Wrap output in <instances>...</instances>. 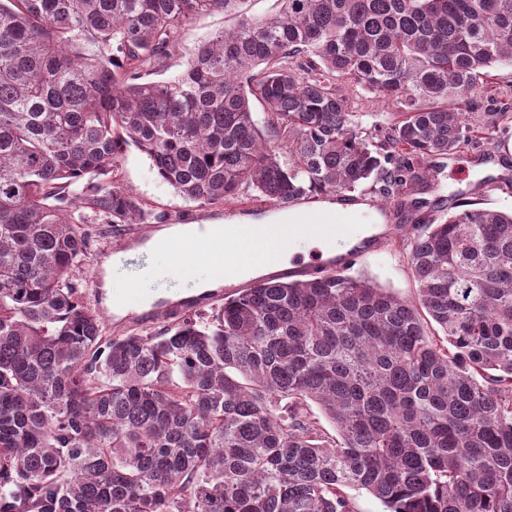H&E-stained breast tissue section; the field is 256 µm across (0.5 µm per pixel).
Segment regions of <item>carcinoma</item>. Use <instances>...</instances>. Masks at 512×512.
Instances as JSON below:
<instances>
[{
    "instance_id": "cac0c4a2",
    "label": "carcinoma",
    "mask_w": 512,
    "mask_h": 512,
    "mask_svg": "<svg viewBox=\"0 0 512 512\" xmlns=\"http://www.w3.org/2000/svg\"><path fill=\"white\" fill-rule=\"evenodd\" d=\"M247 2L0 0V512H512V213L412 225L414 301L258 276L149 336L85 305L88 217L168 223L112 179L130 144L200 206L372 182L419 210L432 160L512 126L465 110L512 0ZM200 11L236 24L150 79ZM340 81L398 105L382 138Z\"/></svg>"
}]
</instances>
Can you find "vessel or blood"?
<instances>
[{"instance_id": "b4317fda", "label": "vessel or blood", "mask_w": 512, "mask_h": 512, "mask_svg": "<svg viewBox=\"0 0 512 512\" xmlns=\"http://www.w3.org/2000/svg\"><path fill=\"white\" fill-rule=\"evenodd\" d=\"M353 225L345 214H337L334 221L320 224H271L264 234H256L250 224H226L200 227L198 232L178 238H150L148 272L132 276L127 266H119L113 273L110 295L113 300L130 308L150 304L152 311L163 312L167 301L163 290L173 286L191 288L202 279L237 280L243 270L253 263L252 243H260L269 259L270 274L290 273L306 276L330 270L324 259V249L337 239L349 238ZM205 252L208 262L201 268H189L184 257L190 253ZM289 257V270H282V257Z\"/></svg>"}]
</instances>
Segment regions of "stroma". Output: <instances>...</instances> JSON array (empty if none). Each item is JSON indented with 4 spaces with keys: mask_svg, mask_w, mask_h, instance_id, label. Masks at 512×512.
<instances>
[{
    "mask_svg": "<svg viewBox=\"0 0 512 512\" xmlns=\"http://www.w3.org/2000/svg\"><path fill=\"white\" fill-rule=\"evenodd\" d=\"M505 107L512 108V65L508 64L492 69L489 77L480 81L471 96V109L475 112H495ZM510 145L512 129L504 133H493L477 149L445 160L440 173L424 190L428 208L409 213L407 222H425L442 216L446 202L451 198L482 208L511 210L512 189L505 187L504 181L512 177V162L498 170L489 167L490 161L499 158L502 150ZM117 178L146 208L167 213L170 223L173 224H203L233 218L244 221L283 212L280 206L256 203L249 199L235 205L200 206L186 202L158 177L149 157L132 145L127 146L124 152ZM144 230L145 227L141 224L116 228L108 224L99 225V237L91 250L90 258L77 272L78 277L87 282L88 306L103 313L106 332L112 336L128 333L154 334L171 323L170 318L164 315L122 320L114 318L112 311L106 310L105 303L94 286L95 274L102 269L105 259L116 250L129 245L131 239ZM397 238V231H389L370 253L356 262L352 271L369 277L377 285L402 299L411 300L415 297L416 285L406 259L408 250L396 247Z\"/></svg>",
    "mask_w": 512,
    "mask_h": 512,
    "instance_id": "stroma-1",
    "label": "stroma"
}]
</instances>
